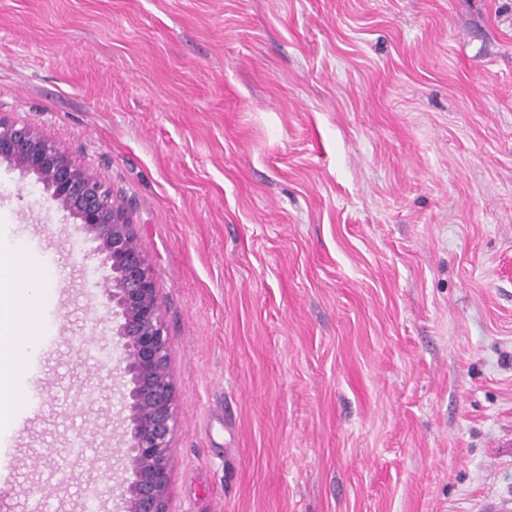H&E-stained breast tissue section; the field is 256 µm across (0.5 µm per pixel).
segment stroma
<instances>
[{"label": "stroma", "mask_w": 512, "mask_h": 512, "mask_svg": "<svg viewBox=\"0 0 512 512\" xmlns=\"http://www.w3.org/2000/svg\"><path fill=\"white\" fill-rule=\"evenodd\" d=\"M0 114L111 189L154 269L170 512L512 501V0H0ZM72 224L0 160V245L52 252L60 336L0 427V512L122 478Z\"/></svg>", "instance_id": "1"}]
</instances>
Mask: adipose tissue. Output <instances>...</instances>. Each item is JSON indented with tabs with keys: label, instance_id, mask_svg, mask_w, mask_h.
<instances>
[{
	"label": "adipose tissue",
	"instance_id": "adipose-tissue-1",
	"mask_svg": "<svg viewBox=\"0 0 512 512\" xmlns=\"http://www.w3.org/2000/svg\"><path fill=\"white\" fill-rule=\"evenodd\" d=\"M51 282L19 248L0 251V422L24 402L18 386L28 348L40 338L38 304Z\"/></svg>",
	"mask_w": 512,
	"mask_h": 512
}]
</instances>
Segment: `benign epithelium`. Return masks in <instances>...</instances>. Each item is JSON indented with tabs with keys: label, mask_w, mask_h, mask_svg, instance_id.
I'll return each instance as SVG.
<instances>
[{
	"label": "benign epithelium",
	"mask_w": 512,
	"mask_h": 512,
	"mask_svg": "<svg viewBox=\"0 0 512 512\" xmlns=\"http://www.w3.org/2000/svg\"><path fill=\"white\" fill-rule=\"evenodd\" d=\"M0 159L32 174L57 206L95 243L106 270L103 296L121 344L123 512H169L171 445L176 419L165 333L152 265L123 208L88 169L45 135L0 115Z\"/></svg>",
	"instance_id": "obj_1"
}]
</instances>
